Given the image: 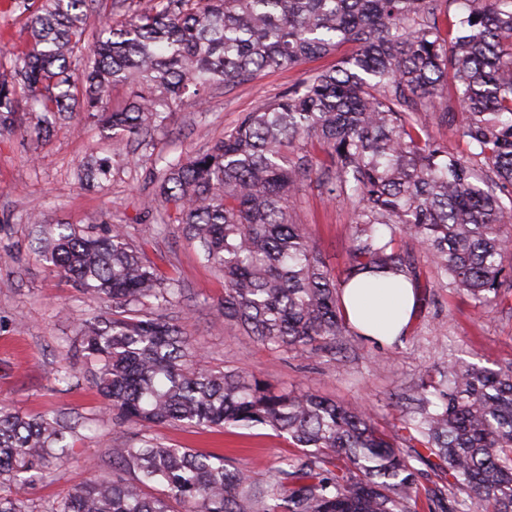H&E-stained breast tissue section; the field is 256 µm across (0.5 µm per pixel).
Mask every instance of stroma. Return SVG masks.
I'll return each mask as SVG.
<instances>
[{"instance_id": "obj_1", "label": "stroma", "mask_w": 512, "mask_h": 512, "mask_svg": "<svg viewBox=\"0 0 512 512\" xmlns=\"http://www.w3.org/2000/svg\"><path fill=\"white\" fill-rule=\"evenodd\" d=\"M334 62L331 56L311 59L209 90L203 104L171 113L146 149L110 145L101 138L97 120L88 118L76 128L61 125L46 143L18 134L0 138V224L10 226L8 237L0 239V401L23 413L66 412L83 423L72 463L36 484L16 487V496L30 512H49L89 478L110 477L107 445L128 436L126 428L113 426L81 353L67 348L81 315L99 309L101 302L54 276L35 256L26 223L30 213L91 224L101 212L112 211L115 223L128 225L133 239L146 240L150 260L164 261L179 277L188 299L174 313L211 366H239L282 391L310 390L368 407L382 424L398 415L395 392L436 364L459 357L489 367L512 362V307L504 303L479 311L467 296L440 286L432 288L428 303L416 307L407 333L395 344L381 347L353 335L346 357L314 360L267 348L224 325L218 313L223 279L200 262L195 243L174 224L156 232L153 178L165 160L205 148L223 137L242 113ZM93 156L112 159V179L105 185H82L74 177L76 166ZM351 209L349 202L327 201L322 188L311 182L293 214L340 279L350 262ZM63 359L74 371L67 385L55 383L52 376ZM157 433L175 447L223 454L227 463L257 479L277 466L280 457L297 452L287 436L263 425L231 424L221 430L166 425Z\"/></svg>"}]
</instances>
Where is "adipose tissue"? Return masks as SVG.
Wrapping results in <instances>:
<instances>
[{"label": "adipose tissue", "instance_id": "adipose-tissue-1", "mask_svg": "<svg viewBox=\"0 0 512 512\" xmlns=\"http://www.w3.org/2000/svg\"><path fill=\"white\" fill-rule=\"evenodd\" d=\"M342 304L349 324L383 345L407 332L417 295L403 276L377 279L363 274L344 288Z\"/></svg>", "mask_w": 512, "mask_h": 512}]
</instances>
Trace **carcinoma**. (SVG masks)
Returning <instances> with one entry per match:
<instances>
[{
	"label": "carcinoma",
	"mask_w": 512,
	"mask_h": 512,
	"mask_svg": "<svg viewBox=\"0 0 512 512\" xmlns=\"http://www.w3.org/2000/svg\"><path fill=\"white\" fill-rule=\"evenodd\" d=\"M96 2L9 0L27 39L0 60V137L45 140L84 114L109 140L147 145L166 114L214 85L355 46L206 149L166 162L156 180L163 223L224 278V323L274 349L334 354L347 333L341 283L369 269L420 288L404 239L478 310L512 292V0H148L90 35ZM118 85L132 95L108 112ZM435 110L460 123L465 149L429 132L423 115ZM313 174L328 198L354 205L341 283L292 219ZM111 176L109 157L77 171L81 182ZM27 223L51 272L105 303L78 322L73 344L114 425L255 423L301 448L257 480L137 431L108 449L112 477L51 512H512V362L426 372L398 395V422L385 428L365 407L208 366L168 313L185 298L180 281L112 213ZM78 426L0 402V512H27L12 488L66 462ZM417 462L439 481L422 485Z\"/></svg>",
	"instance_id": "obj_1"
}]
</instances>
